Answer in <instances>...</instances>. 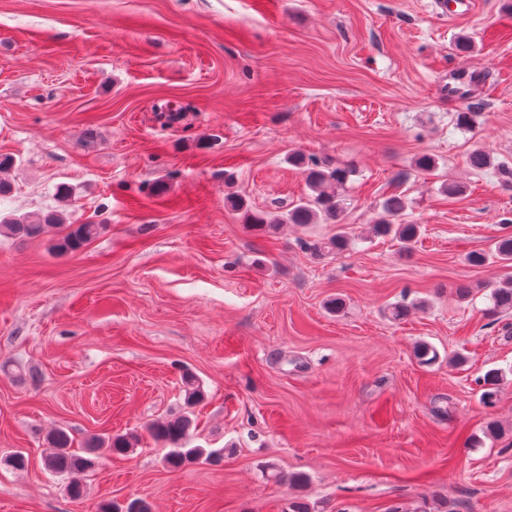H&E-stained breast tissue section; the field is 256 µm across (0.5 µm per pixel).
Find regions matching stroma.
Returning <instances> with one entry per match:
<instances>
[{"mask_svg":"<svg viewBox=\"0 0 512 512\" xmlns=\"http://www.w3.org/2000/svg\"><path fill=\"white\" fill-rule=\"evenodd\" d=\"M506 3L451 22L434 0H0V154L15 159L0 219L103 227L69 254L52 232L0 235V512H512V314L489 317L485 293L506 271L468 261L512 232ZM460 62L480 84L458 105ZM477 148L494 162L481 176ZM292 152L349 167L347 251L312 250L334 225L269 236L227 207L281 215L309 196ZM393 194L422 227L410 251L369 232ZM188 374L204 392L191 444L221 460L103 454L79 499L46 469L49 431L77 451L142 432L185 412Z\"/></svg>","mask_w":512,"mask_h":512,"instance_id":"1","label":"stroma"}]
</instances>
